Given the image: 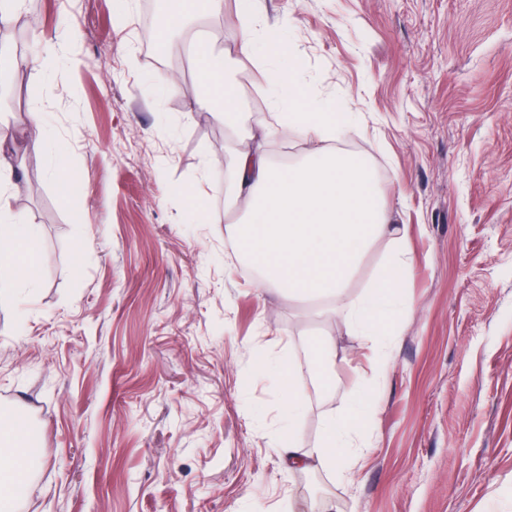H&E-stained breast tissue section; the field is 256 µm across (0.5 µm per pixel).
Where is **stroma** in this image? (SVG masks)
<instances>
[{
	"label": "stroma",
	"mask_w": 512,
	"mask_h": 512,
	"mask_svg": "<svg viewBox=\"0 0 512 512\" xmlns=\"http://www.w3.org/2000/svg\"><path fill=\"white\" fill-rule=\"evenodd\" d=\"M158 0H31L43 35L73 28L74 63L14 78L0 121L46 116L59 154L29 155L12 208L39 225L37 288L0 301V410L43 453L17 512H512V0H224L196 35L224 52L233 129L193 112L202 87L170 40L150 54ZM285 29L299 79L357 113L368 158L407 228L410 309L395 335L347 334L345 309L258 291L229 255L224 158L268 104L273 62L239 50L228 15ZM76 174L61 197L50 173ZM193 183L190 201L178 188ZM331 335L354 360L332 392L257 377ZM317 447L331 413L375 396L372 447L351 479L288 472L280 402Z\"/></svg>",
	"instance_id": "35a3bbf8"
}]
</instances>
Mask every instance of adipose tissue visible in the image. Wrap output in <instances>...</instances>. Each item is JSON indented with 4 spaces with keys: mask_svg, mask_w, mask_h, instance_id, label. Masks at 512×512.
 Instances as JSON below:
<instances>
[{
    "mask_svg": "<svg viewBox=\"0 0 512 512\" xmlns=\"http://www.w3.org/2000/svg\"><path fill=\"white\" fill-rule=\"evenodd\" d=\"M33 52L20 55L0 48V77L22 69H52L60 58L59 46L34 34ZM268 59L280 62L270 100L279 113L277 126L257 125L252 145L235 153L224 198L225 216L245 211L246 220L233 230L242 256L258 271L256 283L263 290L287 293L289 298L314 304L345 301L346 290L375 240L386 239L389 253L379 273L355 300L345 301V324L358 336H389L396 316L408 306L400 292L413 258L405 231L392 223L377 193L375 179L356 156L329 149L353 129L352 113L332 112L329 101L304 91L283 61L288 39L262 43ZM197 75L205 95L198 112L223 117L234 125L240 111L236 91L223 79L215 48L210 42L193 49ZM299 133L314 137L321 146L288 168L275 166L265 151L273 133ZM13 132L0 121V296L35 285L38 225L12 210L8 195L13 174L10 143ZM333 337L317 341L315 360L300 364L295 359L272 361L257 353L258 373L295 381L333 379L342 364ZM378 407L365 400L359 417L343 413L326 419L319 448L304 451L302 434L295 428L281 431L276 443L287 469L344 470L347 448L369 446ZM41 456L32 430L23 417L0 414V507L14 505L24 488L22 473H35Z\"/></svg>",
    "mask_w": 512,
    "mask_h": 512,
    "instance_id": "adipose-tissue-1",
    "label": "adipose tissue"
}]
</instances>
